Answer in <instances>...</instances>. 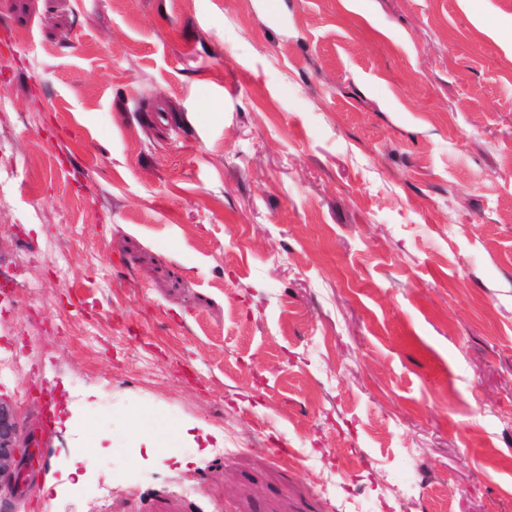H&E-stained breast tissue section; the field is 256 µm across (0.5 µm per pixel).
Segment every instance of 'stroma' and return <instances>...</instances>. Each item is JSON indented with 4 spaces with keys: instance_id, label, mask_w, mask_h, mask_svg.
Wrapping results in <instances>:
<instances>
[{
    "instance_id": "stroma-1",
    "label": "stroma",
    "mask_w": 512,
    "mask_h": 512,
    "mask_svg": "<svg viewBox=\"0 0 512 512\" xmlns=\"http://www.w3.org/2000/svg\"><path fill=\"white\" fill-rule=\"evenodd\" d=\"M0 100L9 512H512V0H0ZM194 427L203 429L204 424L192 421L174 423L153 412L131 420L132 435L138 445L144 444L145 448L183 447L190 439L187 430ZM406 495L410 503L415 506L416 501L423 499V491L428 486L425 474V467L422 463H415L405 476L401 478Z\"/></svg>"
}]
</instances>
